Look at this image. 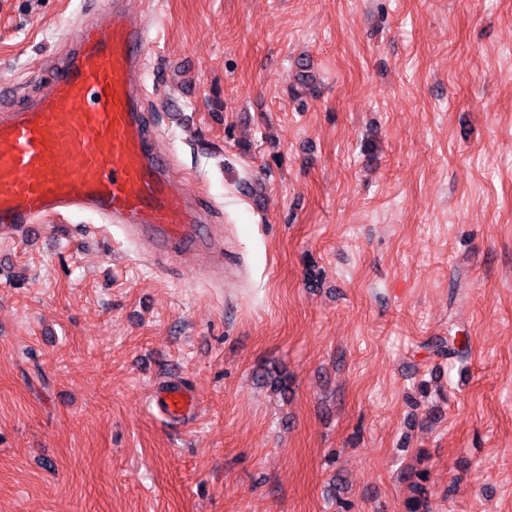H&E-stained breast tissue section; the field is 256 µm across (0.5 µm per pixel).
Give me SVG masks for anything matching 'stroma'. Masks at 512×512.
I'll return each mask as SVG.
<instances>
[{
  "instance_id": "stroma-1",
  "label": "stroma",
  "mask_w": 512,
  "mask_h": 512,
  "mask_svg": "<svg viewBox=\"0 0 512 512\" xmlns=\"http://www.w3.org/2000/svg\"><path fill=\"white\" fill-rule=\"evenodd\" d=\"M130 7L224 281L87 217L0 235V512H405L419 470L432 512H512V0ZM84 17L0 10V113ZM152 407L163 420L176 423H189L198 413L195 394L176 381L158 388Z\"/></svg>"
}]
</instances>
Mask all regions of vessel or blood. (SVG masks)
<instances>
[{
  "label": "vessel or blood",
  "instance_id": "obj_1",
  "mask_svg": "<svg viewBox=\"0 0 512 512\" xmlns=\"http://www.w3.org/2000/svg\"><path fill=\"white\" fill-rule=\"evenodd\" d=\"M150 45L124 0H95L38 92L0 117V231L31 235L44 223L91 214L146 243L156 259L223 258L195 190L172 178V159L149 126ZM152 406L169 422L198 413L195 394L175 381L158 388Z\"/></svg>",
  "mask_w": 512,
  "mask_h": 512
}]
</instances>
